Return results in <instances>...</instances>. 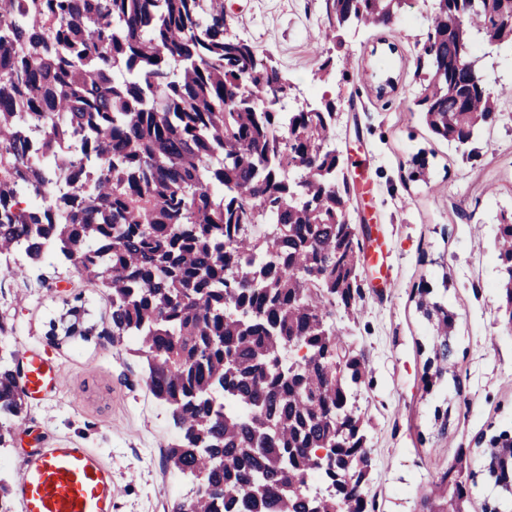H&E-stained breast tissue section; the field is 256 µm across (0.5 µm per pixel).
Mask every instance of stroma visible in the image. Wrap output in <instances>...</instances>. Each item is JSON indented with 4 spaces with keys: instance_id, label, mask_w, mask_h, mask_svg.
<instances>
[{
    "instance_id": "stroma-1",
    "label": "stroma",
    "mask_w": 512,
    "mask_h": 512,
    "mask_svg": "<svg viewBox=\"0 0 512 512\" xmlns=\"http://www.w3.org/2000/svg\"><path fill=\"white\" fill-rule=\"evenodd\" d=\"M431 0H410L391 25L343 32L319 41L328 21L321 0H224L225 33L247 36L261 57L287 75L296 102L334 101L332 140L351 185L349 218L366 224L362 311L337 317L364 356L371 382L356 405L370 425L368 490L378 512H422L420 497L465 451L479 467L483 435L512 425V330L497 312V219L512 212V48L482 60L500 116L465 147L426 129L414 104L416 56ZM349 57L348 79L322 77L329 56ZM428 179L411 177L415 155ZM73 269L45 266L18 279L0 270V318L11 325L0 352L46 358L62 377L59 392L27 399L0 478L15 485L24 460L41 448L80 446L94 452L121 488L114 512H175L193 494L167 464L176 437L169 412L152 398L141 360L104 333L109 307L87 306V337L53 336L49 322L76 293ZM458 315L454 368L432 390L423 376L434 329L416 291ZM448 413L447 424L435 418Z\"/></svg>"
}]
</instances>
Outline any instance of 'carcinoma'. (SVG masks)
Returning <instances> with one entry per match:
<instances>
[{
    "label": "carcinoma",
    "instance_id": "obj_1",
    "mask_svg": "<svg viewBox=\"0 0 512 512\" xmlns=\"http://www.w3.org/2000/svg\"><path fill=\"white\" fill-rule=\"evenodd\" d=\"M407 5L325 0V37ZM480 42L512 43V0H432L416 106L456 145L499 112ZM287 84L226 37L224 0H0V255L67 261L105 295V333L135 342L179 429L167 461L202 486L176 512L376 509L355 408L369 371L333 320L359 310L364 245L329 144L335 107L285 117ZM496 248L508 323L512 215ZM85 303L66 302L64 335L90 332ZM425 316L437 321L428 389L454 366L456 314L432 302ZM17 375L0 362L1 448L24 410ZM481 472L512 495V430L489 438ZM475 476L461 453L422 508L470 512Z\"/></svg>",
    "mask_w": 512,
    "mask_h": 512
}]
</instances>
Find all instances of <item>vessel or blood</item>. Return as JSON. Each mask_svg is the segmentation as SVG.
Returning a JSON list of instances; mask_svg holds the SVG:
<instances>
[{"instance_id": "vessel-or-blood-1", "label": "vessel or blood", "mask_w": 512, "mask_h": 512, "mask_svg": "<svg viewBox=\"0 0 512 512\" xmlns=\"http://www.w3.org/2000/svg\"><path fill=\"white\" fill-rule=\"evenodd\" d=\"M61 379L41 357L25 363L29 396L60 386ZM24 512H113L118 488L112 473L88 449L47 448L30 455L14 488Z\"/></svg>"}]
</instances>
